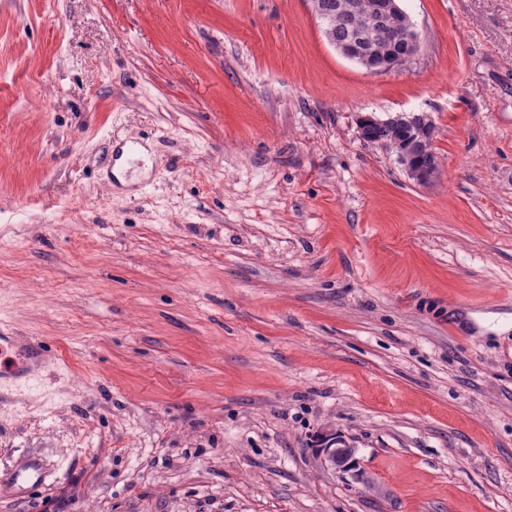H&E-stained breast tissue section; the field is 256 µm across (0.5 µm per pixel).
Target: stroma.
<instances>
[{"mask_svg": "<svg viewBox=\"0 0 512 512\" xmlns=\"http://www.w3.org/2000/svg\"><path fill=\"white\" fill-rule=\"evenodd\" d=\"M402 6L372 74L309 0H0V327L49 354L0 512H512V0ZM370 17L380 25L388 53L374 55L362 47L363 40L352 35L345 40L331 39L332 46L344 57L354 60L369 73L378 74L410 62L419 52L420 35L410 16L401 8L400 0H374ZM393 122L405 127L410 137L392 143H380L370 139V128L376 124ZM360 138L368 144H380L395 153L398 162L404 167L409 177L420 185L430 184L438 174L436 156L430 160H423L417 156L421 144L426 140H433L435 127L429 115L424 112L397 113L386 119L376 118L371 114L361 115L358 118ZM402 131L392 124L376 125L371 129L375 140L393 141L400 137ZM414 136V137H413ZM320 455L343 472L350 470L357 462L355 448H351L344 438L336 439V445L332 448H322ZM45 478L46 470L36 459L16 465L6 475L7 483L16 490L34 489L40 486Z\"/></svg>", "mask_w": 512, "mask_h": 512, "instance_id": "1", "label": "stroma"}]
</instances>
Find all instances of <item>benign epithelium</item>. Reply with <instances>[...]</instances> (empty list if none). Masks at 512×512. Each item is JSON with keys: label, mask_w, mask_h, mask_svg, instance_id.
<instances>
[{"label": "benign epithelium", "mask_w": 512, "mask_h": 512, "mask_svg": "<svg viewBox=\"0 0 512 512\" xmlns=\"http://www.w3.org/2000/svg\"><path fill=\"white\" fill-rule=\"evenodd\" d=\"M370 17L380 25L381 36L388 47L387 54L376 56L364 49L363 40L357 35L345 40L333 38L332 46L372 74L403 66L417 55L420 35L410 16L401 8L400 0H376L371 6ZM384 120L405 127L410 132L409 138L386 143L384 147L395 153L398 162L413 181L423 186L430 184L438 174L437 159L433 157L423 160L417 156L421 144L434 137L435 127L429 115L424 112L397 113ZM384 120L371 114L360 116V138L367 144L373 143L370 128ZM320 455L343 472L350 470L357 462L356 450L342 438L336 440L335 446L321 449Z\"/></svg>", "instance_id": "7a95c632"}]
</instances>
